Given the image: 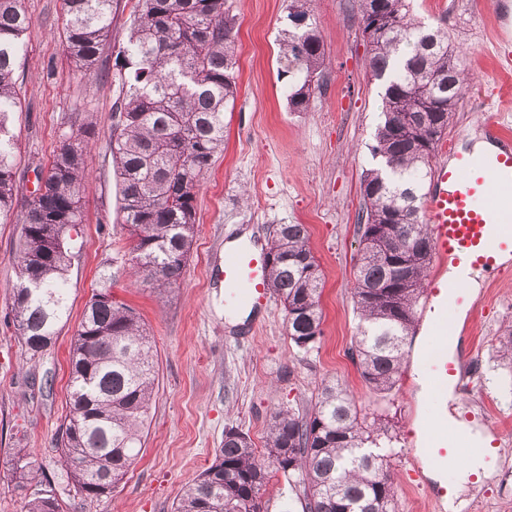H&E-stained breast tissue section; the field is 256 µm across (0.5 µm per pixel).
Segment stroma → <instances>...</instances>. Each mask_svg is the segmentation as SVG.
<instances>
[{"label": "stroma", "mask_w": 512, "mask_h": 512, "mask_svg": "<svg viewBox=\"0 0 512 512\" xmlns=\"http://www.w3.org/2000/svg\"><path fill=\"white\" fill-rule=\"evenodd\" d=\"M237 16L238 94L224 114L225 148L197 195L198 232L180 282L165 295L136 287L129 274L132 241L118 222L112 162L114 48L127 40L135 0H120L111 46L99 62L104 78L88 81L67 58L61 0H26L33 27L16 73L21 110L15 141L18 200L27 199L34 172L47 169L59 135L71 126L94 130L85 164L81 235L69 271V310L41 356L21 348L10 315L17 282L14 256L20 225L0 222V512H20L7 456L33 449L53 479L64 512H172L183 488L209 467L236 428L263 447L271 414L304 409L325 380L348 382L356 402L388 422L396 437L389 455L397 476V512H433L413 470L424 437L436 426L434 406L416 398L419 360H410L387 397L361 381L348 349L356 334L353 308L357 226L364 208L361 176L380 117L381 85L367 66L357 0H310L308 9L326 49L327 65L308 108L291 111L279 41L289 26V0H228ZM425 22L445 24L473 75L452 112L448 135L465 144L472 130L497 117L512 131V41L496 44L498 0H413ZM306 224L324 277L323 335L309 350L289 339L278 297L253 311L224 304L220 276L225 245L243 231L267 247L276 225ZM111 287L115 300L136 309L157 345L158 376L148 432L137 464L107 496L76 492L55 449L69 408V351L92 294ZM460 336L459 406L478 417L495 453L490 479L466 484L463 512H512V372L497 357L498 338L512 319V274L484 273Z\"/></svg>", "instance_id": "35a3bbf8"}]
</instances>
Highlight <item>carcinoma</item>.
I'll return each instance as SVG.
<instances>
[{"label": "carcinoma", "mask_w": 512, "mask_h": 512, "mask_svg": "<svg viewBox=\"0 0 512 512\" xmlns=\"http://www.w3.org/2000/svg\"><path fill=\"white\" fill-rule=\"evenodd\" d=\"M371 75L384 82L382 120L371 146L377 167L362 179L365 216L358 225L354 310L358 333L349 348L365 384L391 391L405 360L416 308L432 262L429 227L420 216L430 159L448 133L468 76L448 30L414 17L411 0H358ZM227 0H136L126 44L115 58L112 160L121 223L133 239L137 281L163 294L187 266L197 234L196 199L224 150V110L237 94L236 16ZM117 0H62L64 50L75 68L98 77L111 43ZM33 26L25 0H0V220L22 225L10 311L30 358L42 354L67 314L74 235L83 221L88 176L87 124L61 135L43 188L15 207L14 142L8 121L21 110L15 72ZM282 57L302 82L288 91L294 112L307 110L311 82L326 61L311 23L284 33ZM385 239L386 250L365 245ZM267 287L283 304L290 341L299 349L323 335V274L304 224H280L268 248ZM512 365V322L499 336ZM157 350L140 316L109 287L86 304L69 353V411L56 449L67 477L98 499L137 460L150 417ZM394 436L356 407L349 389L325 381L303 411L281 408L267 426L265 451L230 428L215 461L187 485L173 512H265L262 498L280 474L303 486L302 512H396L397 486L387 456L366 447ZM22 512H62L57 490L39 477L32 450L11 452Z\"/></svg>", "instance_id": "carcinoma-1"}]
</instances>
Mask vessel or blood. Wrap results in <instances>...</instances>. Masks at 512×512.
<instances>
[{
	"label": "vessel or blood",
	"mask_w": 512,
	"mask_h": 512,
	"mask_svg": "<svg viewBox=\"0 0 512 512\" xmlns=\"http://www.w3.org/2000/svg\"><path fill=\"white\" fill-rule=\"evenodd\" d=\"M484 129L496 152L466 154L456 142H449L446 157L434 164L426 198L425 220L436 271L427 283L418 317L430 320L439 336L452 332L449 305L467 302L460 290H449L440 269L453 265L462 273L475 266L492 270L503 251H512V135L492 118L485 120ZM222 274L230 306L254 308L268 302L265 259L255 248L225 252ZM428 375L436 400L460 385L456 363L445 348L430 351ZM460 454V449L441 439L433 440L426 450L430 462L441 469Z\"/></svg>",
	"instance_id": "vessel-or-blood-1"
}]
</instances>
